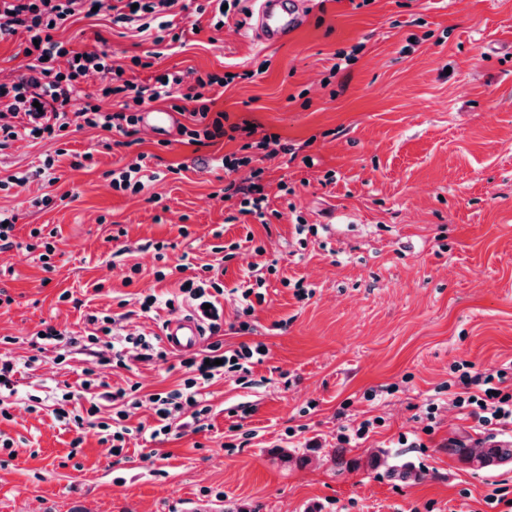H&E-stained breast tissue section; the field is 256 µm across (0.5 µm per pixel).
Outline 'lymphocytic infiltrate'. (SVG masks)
Listing matches in <instances>:
<instances>
[{
	"label": "lymphocytic infiltrate",
	"mask_w": 512,
	"mask_h": 512,
	"mask_svg": "<svg viewBox=\"0 0 512 512\" xmlns=\"http://www.w3.org/2000/svg\"><path fill=\"white\" fill-rule=\"evenodd\" d=\"M176 3L177 0H115L112 22L152 33L157 45L168 40L177 42L181 35L174 21L167 17ZM97 4L98 0H0V36L25 33L23 53L30 59L24 74L0 83V147L25 137L63 135L75 120L108 131L138 124L137 115L106 112L98 105L70 113L72 101L81 94L78 81L82 77L102 79V98H119L139 105L147 100H168L174 88L181 86L183 78L174 72L164 78L156 77L151 89H144L124 79L121 65L108 64L106 52L79 53L57 39V31L66 28L75 16L91 14ZM234 79L231 72L221 77L210 75L198 79L195 87L182 94L183 104L178 112L185 115L187 122L181 125L180 133L188 144L224 137L228 115L214 111L215 100L210 92L229 86ZM261 175V170L253 169L251 177L229 182L217 192V199L236 201L240 215L265 219L267 197L259 183ZM181 364L187 372L181 388L151 397L158 423L149 428L150 437L164 435L173 425V413L183 408H190L196 423L210 411L202 389L204 381L213 376L212 366L193 357L182 359ZM504 378L501 372H462L459 377L462 390L454 395L455 406L465 410L484 430L512 428V392L497 390L495 386L496 381Z\"/></svg>",
	"instance_id": "f902f5d3"
}]
</instances>
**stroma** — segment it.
<instances>
[{
  "mask_svg": "<svg viewBox=\"0 0 512 512\" xmlns=\"http://www.w3.org/2000/svg\"><path fill=\"white\" fill-rule=\"evenodd\" d=\"M192 2L182 40L159 49L108 10L57 37L103 47L140 84L167 70L188 81L237 73L216 110L296 151L262 162L280 216L234 221L214 196L248 175L217 164L246 143L240 132L189 145L141 123L131 135L85 127L0 148V212L16 215L20 243L0 253L12 298L0 305V359L13 365L0 393L11 412L0 442L13 444L0 445V512H501L484 498L512 499V466L476 470L449 455V439L482 433L447 387L462 362L512 384V0H309L302 30L277 45L237 27L253 0L219 30ZM87 152L92 162L74 166ZM142 153L145 189H113L110 171ZM48 241L45 266L36 248ZM205 264L224 286L217 341L268 352L207 385L198 427L154 440L137 431L156 422L149 396L180 388V354L101 346L60 361L37 338L49 324L85 336L89 316L109 315L155 341L173 313L141 312L140 298L178 296ZM254 264L266 301L246 317ZM133 385L142 405L121 456L97 429L53 417L70 391L100 399L109 421L104 392ZM366 419L377 422L368 439L340 445L339 427ZM397 463L422 480L388 476Z\"/></svg>",
  "mask_w": 512,
  "mask_h": 512,
  "instance_id": "35a3bbf8",
  "label": "stroma"
}]
</instances>
